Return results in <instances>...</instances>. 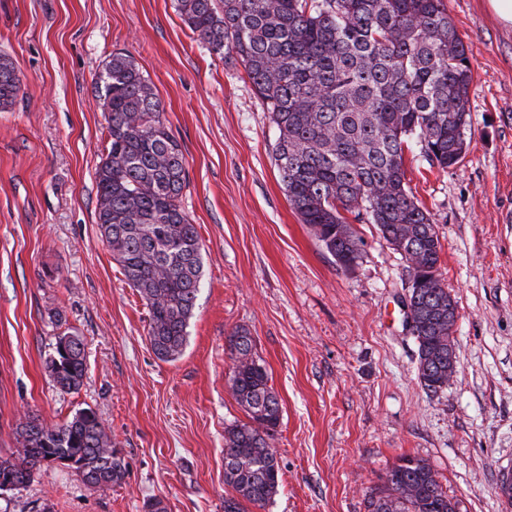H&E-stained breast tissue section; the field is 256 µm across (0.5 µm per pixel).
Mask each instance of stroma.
Instances as JSON below:
<instances>
[{
    "label": "stroma",
    "mask_w": 512,
    "mask_h": 512,
    "mask_svg": "<svg viewBox=\"0 0 512 512\" xmlns=\"http://www.w3.org/2000/svg\"><path fill=\"white\" fill-rule=\"evenodd\" d=\"M474 80L468 150L448 171L418 146L406 178L442 245L458 305L456 372L427 392L406 324L407 263L371 224L362 258L336 265L291 209L277 129L241 64L210 55L173 0H0V54L24 83L0 111V456L25 417L61 423L89 408L126 464L89 488L49 464L0 491V512H224V430L247 422L229 384L228 337L249 330L282 416L272 441L282 486L248 512H366L401 457L424 460L459 512H505L512 473V28L487 0H446ZM134 58L180 140L182 206L201 237L203 286L182 355L148 341L149 313L96 224L106 121L94 79L112 51ZM85 342L78 391L47 360L57 334Z\"/></svg>",
    "instance_id": "obj_1"
}]
</instances>
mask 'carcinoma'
I'll return each mask as SVG.
<instances>
[{
  "instance_id": "1",
  "label": "carcinoma",
  "mask_w": 512,
  "mask_h": 512,
  "mask_svg": "<svg viewBox=\"0 0 512 512\" xmlns=\"http://www.w3.org/2000/svg\"><path fill=\"white\" fill-rule=\"evenodd\" d=\"M210 54L236 57L278 136L272 153L288 202L343 269L361 255L348 221L376 226L407 262L417 377L435 393L448 385V336L457 303L442 279L441 243L406 182L405 147L431 167H456L467 152L466 102L472 72L444 0H174ZM109 136L95 171L96 223L128 285L149 309L154 353L174 361L188 339L202 287V243L181 203L188 183L182 144L171 133L152 82L114 52L95 82ZM23 92L12 60L0 55V109ZM231 391L249 422L224 430V512L262 508L279 492L272 440L278 396L245 328L228 336ZM47 368L64 391L80 388L84 339H56ZM72 462L93 489L120 483L125 464L98 415L82 409L60 424L29 417L18 448L0 457V477L27 485L49 458ZM367 512H458L434 470L404 456L367 497Z\"/></svg>"
}]
</instances>
